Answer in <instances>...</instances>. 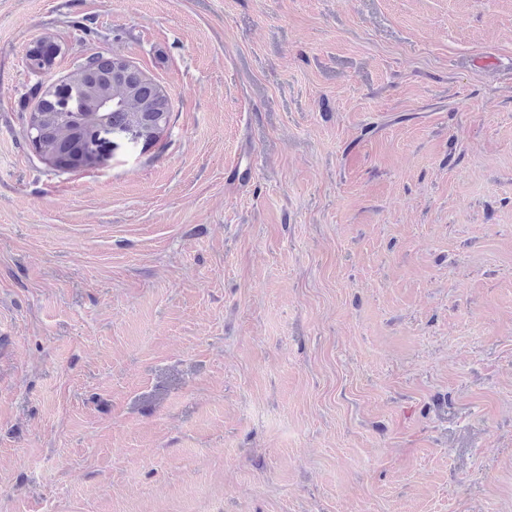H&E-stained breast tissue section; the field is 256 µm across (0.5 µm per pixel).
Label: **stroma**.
Returning a JSON list of instances; mask_svg holds the SVG:
<instances>
[{"instance_id": "obj_1", "label": "stroma", "mask_w": 512, "mask_h": 512, "mask_svg": "<svg viewBox=\"0 0 512 512\" xmlns=\"http://www.w3.org/2000/svg\"><path fill=\"white\" fill-rule=\"evenodd\" d=\"M0 512H512V0H0ZM56 57L57 51L54 43L44 41L30 51L27 57V66L33 72L46 70L53 66ZM112 62L116 66L127 64L122 57L113 56L108 59L89 57L85 62L75 64L70 74L77 77L87 101L88 112H84L81 121L91 123L100 115L107 114L109 123L99 125L94 134L85 141V156L89 160L106 163L109 158L108 147L111 144L108 136L117 135L112 129H125L129 126H140L144 132V142L154 143L169 127L171 121V106L169 94L154 79L146 76L143 71L134 66H125L114 78L112 77ZM91 63H97L101 72L106 75L103 84H88L81 78ZM119 87L127 92V98L121 106L112 108V112H93L99 92L106 88ZM149 143V144H150ZM57 109L60 112L54 111L52 98L47 89L43 92L36 109L30 113L27 121L26 137L29 139L30 136V144L34 148L36 145L35 136L30 134H37L39 146L35 148V151L43 160V154L49 153L74 155L81 146L78 122L71 120L61 112H81L83 110V99L79 94L61 97ZM37 114L43 116V120L38 128L31 130L32 120Z\"/></svg>"}]
</instances>
